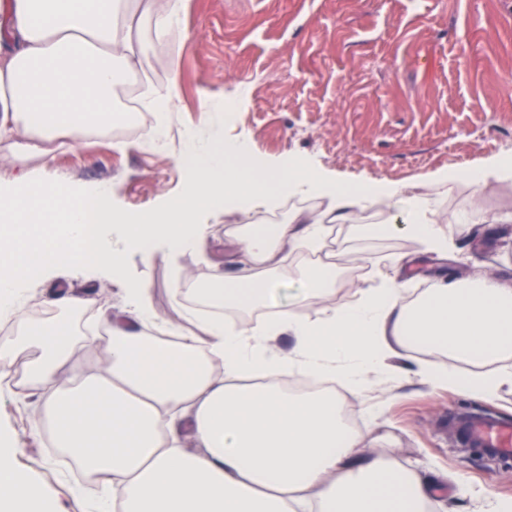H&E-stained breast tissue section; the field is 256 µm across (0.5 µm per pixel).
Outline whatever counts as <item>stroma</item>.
<instances>
[{"label": "stroma", "mask_w": 512, "mask_h": 512, "mask_svg": "<svg viewBox=\"0 0 512 512\" xmlns=\"http://www.w3.org/2000/svg\"><path fill=\"white\" fill-rule=\"evenodd\" d=\"M142 36L151 48L136 75L123 77L117 105L125 107L144 85L177 76L179 97L162 140L120 151L113 132L79 134L21 167L9 159L11 142L2 141L1 181L25 169H46L78 185L110 183L113 206L148 210L181 193L177 158L191 127L203 139L219 132L247 141L255 157L271 164L302 159L347 186L391 183L428 194L447 225L448 256L442 259L408 236L368 232V225L401 221L392 209L371 206L350 223L332 224L321 253L301 249L282 263L273 298L228 313V321L244 328L295 301L304 286L300 269L318 259L352 261L334 270L331 305L380 284L401 257L408 260L402 294L411 306L438 273L512 278V173L489 182L481 198L489 220L481 224L462 221L472 205L468 184L437 183L449 172L512 161V84L506 82L512 75V0H187L174 72L154 45L150 25H143ZM208 97L231 101L232 114L202 111ZM323 207L315 198L285 196L252 214L213 217L214 232L197 255L135 254L126 275L148 285L161 322H183L190 305L176 303L177 290L218 270L240 272L224 259L225 230L284 224L294 211ZM180 267L186 279L177 278ZM66 290L87 300L68 317L77 336L87 323H110L123 307L119 284L104 281L96 269L63 265L32 280L30 304L53 317L47 301ZM421 359L440 363L447 355L431 351ZM418 360H400L399 380L375 378L363 396L345 394L365 451L421 476L444 478L435 512H486L490 501L512 500V469L488 472L484 458L455 448L448 428L450 413L472 407L512 419V385L488 400L428 386L413 374ZM38 401L35 393L22 404L0 396V440L12 447L53 512H91L103 490L94 480L74 485L62 463L52 461L45 433L32 430Z\"/></svg>", "instance_id": "1"}]
</instances>
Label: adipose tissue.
I'll list each match as a JSON object with an SVG mask.
<instances>
[{
  "label": "adipose tissue",
  "instance_id": "1",
  "mask_svg": "<svg viewBox=\"0 0 512 512\" xmlns=\"http://www.w3.org/2000/svg\"><path fill=\"white\" fill-rule=\"evenodd\" d=\"M184 11L185 0H0V140L12 141L14 162L49 155L69 133L112 125L117 85L144 56L143 19L154 17L175 57L172 35ZM178 163L182 193L140 212L114 211L106 182L80 187L44 171L0 184V322L12 327L0 336V360L23 366L18 399L38 391L36 428L48 429L53 447L105 489L96 512H426L435 480L364 452L341 421L335 393L293 396L277 378L298 373L361 392L371 376L397 378L391 358L444 350L447 363L418 365L420 382L494 397L512 371L464 376L457 365L512 351V280L441 274L411 307L396 276L399 259L395 275L318 315L289 305L252 328L225 325L224 309L267 301L280 252L324 247L330 224L369 204L400 205L408 215L404 225L374 224L371 232H401L440 255L448 232L423 195L393 184L354 192L297 163L258 167L247 142L219 134L202 144L187 131ZM297 194L328 207L270 228H236L234 260L244 275L218 273L193 289L209 308L198 332L171 324L167 340L152 336L149 289L123 278L131 254L197 253L214 231L206 215H246ZM57 263L90 264L121 284L126 326L80 339L59 324L32 322L29 279ZM284 334L293 336L292 349L274 352ZM88 349L101 359L83 370L79 357ZM188 438L195 452L185 449ZM0 512H50L7 448H0Z\"/></svg>",
  "mask_w": 512,
  "mask_h": 512
}]
</instances>
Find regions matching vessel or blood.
Returning a JSON list of instances; mask_svg holds the SVG:
<instances>
[{
  "instance_id": "b4317fda",
  "label": "vessel or blood",
  "mask_w": 512,
  "mask_h": 512,
  "mask_svg": "<svg viewBox=\"0 0 512 512\" xmlns=\"http://www.w3.org/2000/svg\"><path fill=\"white\" fill-rule=\"evenodd\" d=\"M453 425L458 446L481 448L501 460H512V421L474 411L454 418Z\"/></svg>"
}]
</instances>
